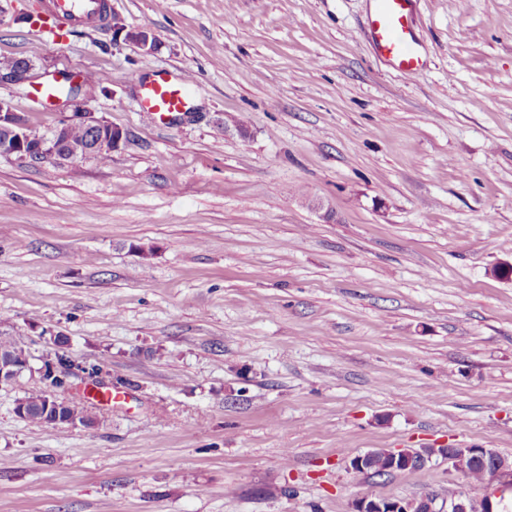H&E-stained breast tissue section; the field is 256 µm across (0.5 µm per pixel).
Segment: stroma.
<instances>
[{
	"mask_svg": "<svg viewBox=\"0 0 512 512\" xmlns=\"http://www.w3.org/2000/svg\"><path fill=\"white\" fill-rule=\"evenodd\" d=\"M43 2L0 0V59L103 76L86 107L126 138L105 164L0 157V334L31 367L0 386V512L483 497L442 458L348 461L512 460V0H415L412 80L376 54L372 0H109L152 50L106 25L52 43ZM184 71L190 111L145 113L138 78ZM0 98L40 136L60 118ZM60 355L62 397L105 422L17 415ZM435 452L430 455H424L420 453V456L416 454L417 451L406 449L400 451H389L387 449H376L369 452L366 456L363 468V459L366 455L358 454L352 457L349 461V469L351 472L356 471L355 474H366L372 477H384L388 476L387 473L383 472L385 468V461L383 457L390 452V459L387 464L385 471L392 474L398 471H405L414 469V466L424 463L425 466L432 462L433 457L436 455L444 456L448 458V461L455 462L457 456H468L465 460H459V464L463 469L466 470L468 477L476 482H483L489 478L488 471L484 466L477 461L470 458H475L485 463L491 470L490 481L502 480L507 478V485L512 488V464L508 463L501 456L498 457L496 452L491 448H434ZM441 449V451H439ZM362 468V469H359Z\"/></svg>",
	"mask_w": 512,
	"mask_h": 512,
	"instance_id": "stroma-1",
	"label": "stroma"
}]
</instances>
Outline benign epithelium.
<instances>
[{"label":"benign epithelium","mask_w":512,"mask_h":512,"mask_svg":"<svg viewBox=\"0 0 512 512\" xmlns=\"http://www.w3.org/2000/svg\"><path fill=\"white\" fill-rule=\"evenodd\" d=\"M125 39L149 49L154 48L155 41L150 33L142 28H122ZM52 78L58 82H67L80 92L66 96H56L51 106L63 114L51 137L46 138L31 132L24 121L23 114L13 109L10 102L0 98V156H15L33 163L51 160L56 163H72L82 154L61 150L69 130L74 126H83L96 133V140L91 148L95 153H112L125 139L124 131L112 125L103 117L86 108V102L95 96L97 87L69 72L54 71L36 66L26 58H18V63L4 74H0V86H22L37 88L44 79ZM29 369V363H17L0 355V386L9 384L20 374ZM441 455L454 462L457 457L468 456L485 463L491 470L490 480H507L512 487V464L496 455L490 448H443L429 455H417L416 451L406 449L390 452L386 471L390 474L414 468L421 463L432 462L433 457ZM354 512H495L490 497L476 501L467 493L460 492L448 499L446 504L417 502L394 497L365 496L356 500Z\"/></svg>","instance_id":"obj_1"}]
</instances>
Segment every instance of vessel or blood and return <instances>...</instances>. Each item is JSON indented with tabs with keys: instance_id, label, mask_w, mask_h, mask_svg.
I'll use <instances>...</instances> for the list:
<instances>
[{
	"instance_id": "obj_1",
	"label": "vessel or blood",
	"mask_w": 512,
	"mask_h": 512,
	"mask_svg": "<svg viewBox=\"0 0 512 512\" xmlns=\"http://www.w3.org/2000/svg\"><path fill=\"white\" fill-rule=\"evenodd\" d=\"M414 0H376L370 17V30L377 53L408 79L420 75L424 62L418 52L410 27ZM99 0H54L53 11L45 20V31L52 40L62 39L63 27L99 12ZM193 83L189 73L173 78L155 75L146 90L144 110L148 113L182 111Z\"/></svg>"
}]
</instances>
